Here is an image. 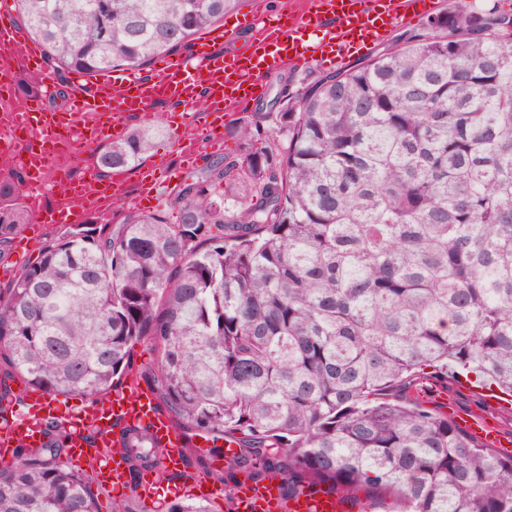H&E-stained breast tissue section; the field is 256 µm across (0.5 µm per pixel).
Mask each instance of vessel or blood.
Returning a JSON list of instances; mask_svg holds the SVG:
<instances>
[{"label": "vessel or blood", "instance_id": "obj_1", "mask_svg": "<svg viewBox=\"0 0 512 512\" xmlns=\"http://www.w3.org/2000/svg\"><path fill=\"white\" fill-rule=\"evenodd\" d=\"M435 0H295L288 21L279 25L261 4H254L249 17L252 52L247 59L226 56L224 32L215 29L197 39L185 51L157 61L151 72L115 70L105 75L76 71L68 81L71 93L66 107L46 111L44 103L56 91L51 77H43L26 112L13 114L0 124V137L13 138L16 124H23L45 143L41 153L21 152L19 167L26 174L24 189L33 204L48 193V169L56 167L58 154L49 150L58 124H66L72 146L93 149L124 137L132 116H145L158 105L172 104L180 111L173 128L174 142L186 163H195L205 153L224 149V115L265 97L266 77L285 63L309 57L321 61L330 54L348 56L364 39H378L386 30L409 23L434 10ZM322 31V38L305 52L291 51L300 29ZM19 51L35 68H42L38 48L22 38L7 7H0V51ZM207 108H200V101ZM127 178L115 174L103 180L86 173L71 180L63 204L47 212V224H81L89 214L106 218L115 200L125 192ZM22 419L0 421V460L12 458L17 444L36 447L46 442L44 424L59 423L69 433L72 456L81 460L99 457L95 477L105 489L127 487L128 465L119 452L123 430L149 429L165 450L160 471L172 476L184 473L185 439L155 399L130 383L99 402L81 410L68 406L65 396L26 398ZM457 424L485 446L512 452V435L487 419L457 414ZM280 477L251 482L237 489L228 504L229 512H355L353 502L339 491L307 487L294 495L283 494Z\"/></svg>", "mask_w": 512, "mask_h": 512}]
</instances>
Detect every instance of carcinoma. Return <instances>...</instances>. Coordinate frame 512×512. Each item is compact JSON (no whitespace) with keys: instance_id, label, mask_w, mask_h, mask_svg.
Segmentation results:
<instances>
[{"instance_id":"obj_1","label":"carcinoma","mask_w":512,"mask_h":512,"mask_svg":"<svg viewBox=\"0 0 512 512\" xmlns=\"http://www.w3.org/2000/svg\"><path fill=\"white\" fill-rule=\"evenodd\" d=\"M243 0H13L54 71H142ZM241 118L244 149L173 194L175 219L131 211L112 232L77 224L0 288V414L9 383L96 400L159 352L147 382L205 473L308 477L403 512H512V454L399 392L452 362L512 397V13L454 4L373 58L320 74ZM158 129L96 153L102 177L137 165ZM0 181V250L28 206ZM16 447L0 512H100L97 459L69 436ZM135 473L164 449L122 443Z\"/></svg>"}]
</instances>
